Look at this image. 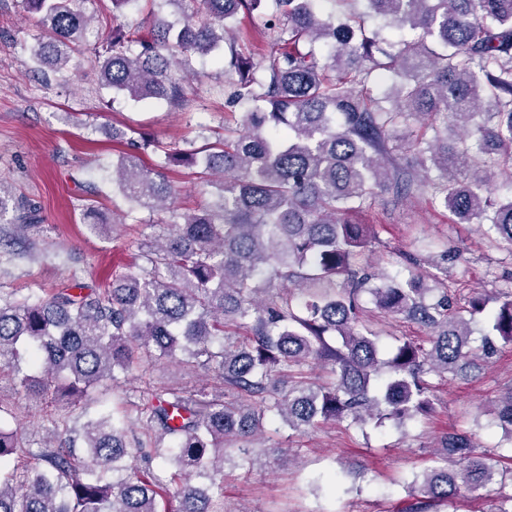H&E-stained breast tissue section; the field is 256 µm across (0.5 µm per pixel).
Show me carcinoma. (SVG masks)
I'll return each mask as SVG.
<instances>
[{
	"label": "carcinoma",
	"mask_w": 512,
	"mask_h": 512,
	"mask_svg": "<svg viewBox=\"0 0 512 512\" xmlns=\"http://www.w3.org/2000/svg\"><path fill=\"white\" fill-rule=\"evenodd\" d=\"M82 2L21 0L40 19L39 68L60 72L81 47L91 25ZM140 2L111 0L112 38L93 47L101 86L179 107L184 75L172 66L212 56L223 80L210 90L245 111L193 151L126 141L112 183L127 210L112 224L140 211L172 220L135 244L112 287L0 291V366L15 393L73 407L48 418L49 439L35 445L4 425L16 416L0 402V512H214L226 461L262 463L255 441L268 424L298 435L344 422L403 429L435 411L427 376L464 375L497 341L512 344V285L458 305L448 278L462 253L448 247L406 256V277L376 273L366 262L373 225L356 222L383 194L423 197L512 254V0H330L339 10L327 17L319 0H270L271 50L248 53L239 14L264 0H201L183 22L155 18L145 34L122 22ZM378 71L395 78L390 91L374 86ZM148 149L163 157L156 171L142 164ZM170 166L199 169L217 201L177 212ZM11 210L28 236L31 205L0 183V219ZM363 294L426 339L381 348L360 319ZM158 362L211 383L149 386L115 417L100 384ZM316 365L330 382L308 380ZM492 416L512 443V388ZM440 445L443 464L407 486L404 512H439L462 488L478 498L505 484L472 432Z\"/></svg>",
	"instance_id": "cac0c4a2"
}]
</instances>
